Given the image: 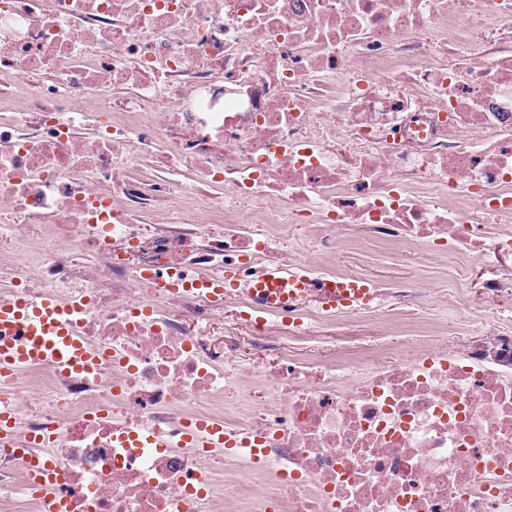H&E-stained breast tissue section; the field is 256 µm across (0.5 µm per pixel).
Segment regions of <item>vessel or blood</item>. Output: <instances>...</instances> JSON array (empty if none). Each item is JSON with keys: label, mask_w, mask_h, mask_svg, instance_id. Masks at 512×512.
<instances>
[{"label": "vessel or blood", "mask_w": 512, "mask_h": 512, "mask_svg": "<svg viewBox=\"0 0 512 512\" xmlns=\"http://www.w3.org/2000/svg\"><path fill=\"white\" fill-rule=\"evenodd\" d=\"M149 279L159 287L173 289L194 282L216 299L236 288L239 275L228 271L223 278L196 282L182 272L158 271L150 274ZM312 287L318 288L320 303L329 310L366 304L375 292L373 281L367 279L317 282L306 270L280 267L267 269L262 277L251 283L258 310L262 313L288 312L293 303ZM97 362V353L74 335L63 316L62 307L54 298L46 297L33 305L0 306V378L11 377L19 369L35 364L88 373ZM57 480L56 471L45 468L38 471L31 486L33 493L42 496L45 512L66 510V501L51 492Z\"/></svg>", "instance_id": "vessel-or-blood-1"}]
</instances>
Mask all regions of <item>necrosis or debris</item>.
Returning a JSON list of instances; mask_svg holds the SVG:
<instances>
[{"label": "necrosis or debris", "instance_id": "obj_1", "mask_svg": "<svg viewBox=\"0 0 512 512\" xmlns=\"http://www.w3.org/2000/svg\"><path fill=\"white\" fill-rule=\"evenodd\" d=\"M363 244L447 260L452 303L489 267L482 319L436 323L419 280L336 311L313 290L289 342L381 312L386 333L300 357L265 340L247 287L216 303L146 278L356 280L331 263ZM506 256L512 0H0V305L81 303L75 333L109 353L0 383L19 443L0 447V512H42L44 465L70 512H232L229 461L246 512H512ZM228 306L272 365L215 342ZM212 422L264 455L180 445Z\"/></svg>", "mask_w": 512, "mask_h": 512}]
</instances>
